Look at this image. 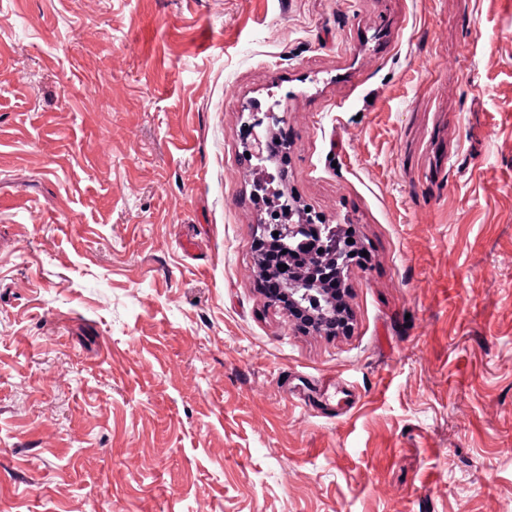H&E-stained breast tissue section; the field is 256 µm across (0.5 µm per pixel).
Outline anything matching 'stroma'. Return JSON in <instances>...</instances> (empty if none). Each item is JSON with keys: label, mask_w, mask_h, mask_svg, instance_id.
Wrapping results in <instances>:
<instances>
[{"label": "stroma", "mask_w": 512, "mask_h": 512, "mask_svg": "<svg viewBox=\"0 0 512 512\" xmlns=\"http://www.w3.org/2000/svg\"><path fill=\"white\" fill-rule=\"evenodd\" d=\"M279 97L343 336L259 284ZM0 512H512V0H0ZM332 224H325L324 239L321 244L322 252L326 253L331 259L335 261V267L320 266V270L325 272L321 274L330 276H337L339 281H343L346 270L348 269L351 261L347 257H352V243L347 242L349 237L343 231L340 224L331 226Z\"/></svg>", "instance_id": "35a3bbf8"}]
</instances>
